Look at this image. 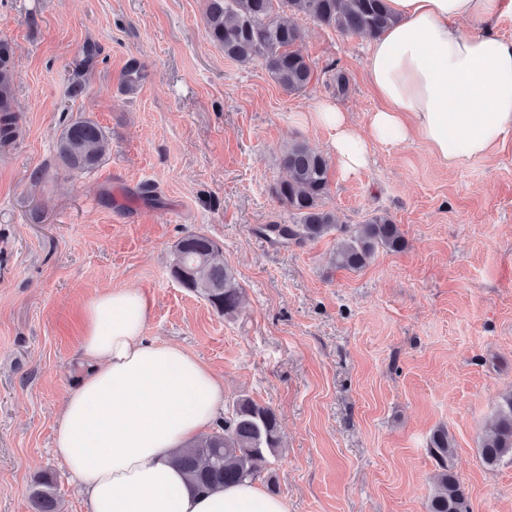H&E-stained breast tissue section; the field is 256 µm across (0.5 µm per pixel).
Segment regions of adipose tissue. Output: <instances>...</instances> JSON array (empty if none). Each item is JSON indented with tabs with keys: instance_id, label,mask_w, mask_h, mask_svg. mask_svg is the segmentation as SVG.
Listing matches in <instances>:
<instances>
[{
	"instance_id": "adipose-tissue-1",
	"label": "adipose tissue",
	"mask_w": 512,
	"mask_h": 512,
	"mask_svg": "<svg viewBox=\"0 0 512 512\" xmlns=\"http://www.w3.org/2000/svg\"><path fill=\"white\" fill-rule=\"evenodd\" d=\"M394 21L374 39L369 83L380 101L361 135L325 104L310 113L329 130L344 171L370 159L371 142L421 141L440 161L490 156L512 139V39L499 22L512 0H387ZM468 20L462 28L460 20ZM144 295L120 288L82 310L84 370L66 401L53 449L77 482L86 512H286L244 483L193 490L175 456L219 424L224 385L183 349L146 341Z\"/></svg>"
}]
</instances>
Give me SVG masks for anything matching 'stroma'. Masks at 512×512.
Segmentation results:
<instances>
[{"label":"stroma","instance_id":"1","mask_svg":"<svg viewBox=\"0 0 512 512\" xmlns=\"http://www.w3.org/2000/svg\"><path fill=\"white\" fill-rule=\"evenodd\" d=\"M206 0H0L13 47L16 139L0 144V512H34L52 475L57 512H85L53 452L61 409L82 372L81 310L135 288L151 305L147 340L197 357L224 405L272 407L284 447L263 466L287 512H426L437 465L428 440L453 436L471 512H512V461L480 446L512 391V142L461 165L420 142L373 143L354 174L329 163L323 203L340 224L377 213L402 251L335 268L336 233L286 246L258 235L290 223L271 194L292 142L329 150L305 120L321 103L366 130L378 101L369 38L302 15L310 87L284 92L262 64L227 58L206 29ZM143 78L126 93L124 72ZM349 78L332 88L333 69ZM85 93L68 97L75 72ZM98 122L104 162L85 174L57 159L69 120ZM201 232L223 248L244 294L232 318L170 274L173 247ZM32 502L35 512H55L56 481L53 476L43 475L36 481Z\"/></svg>","mask_w":512,"mask_h":512}]
</instances>
